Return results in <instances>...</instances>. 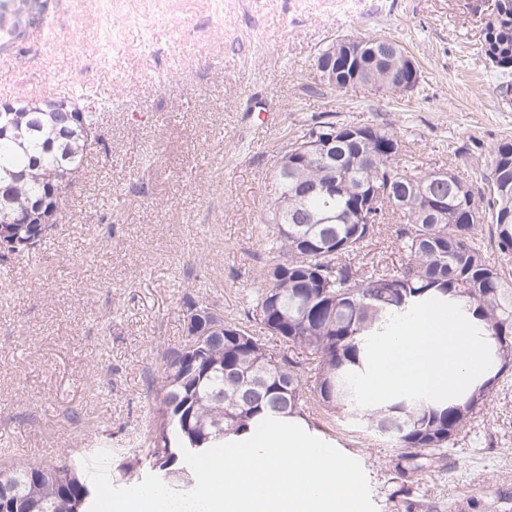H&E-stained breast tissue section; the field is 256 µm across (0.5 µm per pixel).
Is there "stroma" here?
<instances>
[{
  "instance_id": "stroma-1",
  "label": "stroma",
  "mask_w": 512,
  "mask_h": 512,
  "mask_svg": "<svg viewBox=\"0 0 512 512\" xmlns=\"http://www.w3.org/2000/svg\"><path fill=\"white\" fill-rule=\"evenodd\" d=\"M495 0H51L25 50L0 56V104L91 88L102 140L49 242L0 256V464L111 449L124 481L155 423L163 352L187 300L244 324L269 256L257 218L291 137L319 116L392 129L430 170L479 180L512 140L503 79L475 54ZM382 34L419 65L417 92L315 89L320 48ZM352 265L407 262L393 224ZM310 424L357 459L377 512H512V371L436 467L401 477L393 442L309 404Z\"/></svg>"
}]
</instances>
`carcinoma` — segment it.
I'll use <instances>...</instances> for the list:
<instances>
[{
  "instance_id": "obj_1",
  "label": "carcinoma",
  "mask_w": 512,
  "mask_h": 512,
  "mask_svg": "<svg viewBox=\"0 0 512 512\" xmlns=\"http://www.w3.org/2000/svg\"><path fill=\"white\" fill-rule=\"evenodd\" d=\"M47 8V0H0V54L17 53L35 17ZM362 44L360 57L336 66L334 89L360 83L393 92L405 49L382 36L365 37ZM480 53L500 73H512V0H496L485 16ZM65 100L79 107V119L48 112L34 97L0 111V127L10 128L0 136L1 226L26 216L43 198L59 210L81 172L104 102L94 95ZM316 131L336 135V171L325 172L295 153L288 157V177L273 172L271 198L259 216L272 258L246 309L248 321L305 353L307 362L270 352L246 326L226 323L224 330L196 339L185 331L184 343L162 358L163 383L155 391L158 423L137 460L139 471L130 466L127 477L150 473L188 491L195 476L182 448L196 442L205 451L242 434L260 417L304 420L315 400L327 415H358L366 429L394 441L399 459L407 462L398 466L406 478L435 466L436 450L485 409L499 378L512 369V278L504 273V263L512 260V142L490 150L487 191L477 195L472 182L453 171L448 180L435 179L383 126L323 119L309 129ZM365 153L371 163L362 166L358 157ZM331 179L336 192H321L318 185ZM387 189L413 202L397 211L382 201L371 212V223H351L360 192ZM426 189L445 200L443 211L427 212L414 201ZM323 214L339 220L311 222ZM391 215L396 240L409 257L401 270L376 265L361 271L341 262L368 246ZM56 222L53 216L42 224L9 225L13 254L39 250ZM486 224L500 264L485 256ZM432 298L450 299L481 318L489 336L500 342L495 374L460 403L437 406L400 398L376 408L357 406L344 377L364 370L367 337L383 329L390 315ZM2 487L10 498L8 512H89L94 500L93 485L71 460L1 466Z\"/></svg>"
}]
</instances>
